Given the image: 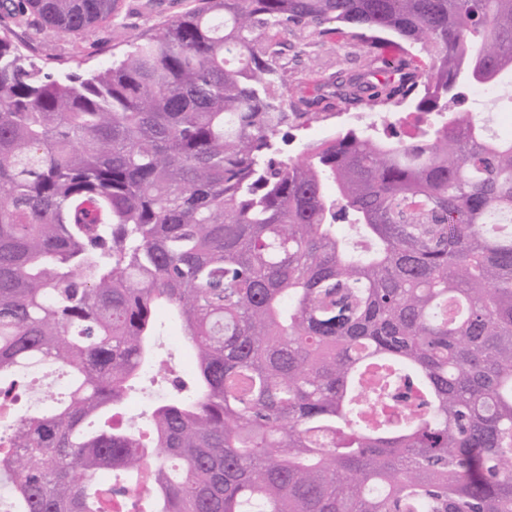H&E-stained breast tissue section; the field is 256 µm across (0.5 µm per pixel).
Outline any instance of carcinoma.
Instances as JSON below:
<instances>
[{
    "label": "carcinoma",
    "mask_w": 512,
    "mask_h": 512,
    "mask_svg": "<svg viewBox=\"0 0 512 512\" xmlns=\"http://www.w3.org/2000/svg\"><path fill=\"white\" fill-rule=\"evenodd\" d=\"M115 2L0 0V406L71 376L0 431L12 512H512V138L456 107L512 102V0H194L97 70L19 50ZM292 25L369 65L289 99ZM350 107L381 126L279 157ZM160 309L193 395L115 428ZM335 114L323 113L318 119L309 124L306 129L297 130L295 128L288 129V134L282 139V133L278 138V147L284 156L297 158L301 156L303 148L309 143H318L323 141L324 137L335 134L342 128L362 126L355 122L346 112L362 113L368 124L376 123L377 119H381L379 112H364L360 109L349 108Z\"/></svg>",
    "instance_id": "carcinoma-1"
}]
</instances>
